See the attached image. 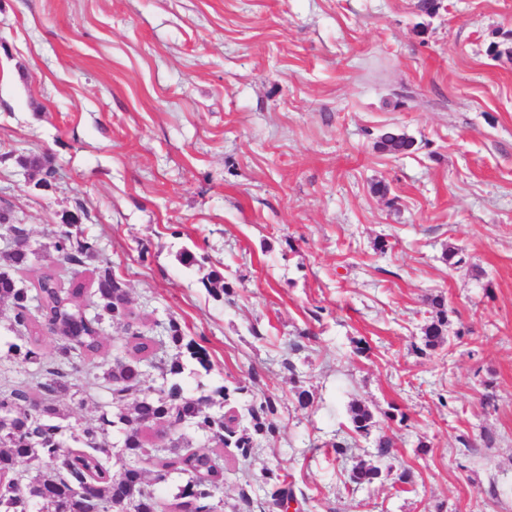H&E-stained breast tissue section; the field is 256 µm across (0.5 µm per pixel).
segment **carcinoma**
Returning a JSON list of instances; mask_svg holds the SVG:
<instances>
[{
  "instance_id": "1",
  "label": "carcinoma",
  "mask_w": 512,
  "mask_h": 512,
  "mask_svg": "<svg viewBox=\"0 0 512 512\" xmlns=\"http://www.w3.org/2000/svg\"><path fill=\"white\" fill-rule=\"evenodd\" d=\"M378 148L389 154H411L416 141L397 129H385L377 140ZM53 251L71 264L81 265L90 257L92 245L73 237L66 224L52 243ZM34 251L18 246L0 261V302H11L13 326L20 333L18 342L9 345V353L26 364L36 366L35 389L40 397L31 396L27 386H15L0 393V512H215L216 496L224 485V471L208 447L180 446L165 448L152 442L151 432L165 427L175 440L184 442L180 429L190 427L223 447H235L241 455L250 454L253 437L224 422V402L243 390L237 386H210L197 383V392L187 394L181 384L185 370L193 374L211 370L207 350L184 335L181 327L169 324L168 342L175 351L169 367L161 372L162 382L145 383L141 363L155 355L153 337L131 333L124 345L125 355L106 360L103 323L130 329L137 319L129 307L124 283L110 268L95 273L92 295L97 312L88 314L83 296L84 283L59 285L55 275L45 272L38 279V314L28 306L27 290L20 287L15 273L27 267ZM430 317L422 329V346L426 353L446 342L448 304L444 296L430 300ZM53 325L58 330L54 356L46 360L41 345L40 327ZM103 369L111 400L125 401L132 394L138 400L128 409L114 408L101 412L93 421L63 424L69 417L57 404L56 396L76 397L81 386L73 377L79 365ZM354 432L367 435L373 426V414L353 403L348 409ZM274 402L270 399L251 410L253 431L257 435L278 430L274 419ZM123 435L119 450L107 442L111 431ZM70 432L72 446L64 450L65 432ZM153 463V477L141 466ZM36 475L27 479L20 464ZM173 474L184 478L174 500L164 498L159 485ZM382 475L380 467L361 463L349 472L348 483L355 490L373 484ZM275 504L281 506L293 498V489L280 487V475L272 469L262 473Z\"/></svg>"
}]
</instances>
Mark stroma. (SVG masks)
<instances>
[{
  "mask_svg": "<svg viewBox=\"0 0 512 512\" xmlns=\"http://www.w3.org/2000/svg\"><path fill=\"white\" fill-rule=\"evenodd\" d=\"M388 127L417 151H379ZM42 156L45 189L23 164ZM0 216L34 251L22 287L110 267L132 329L177 322L209 382L245 385L237 427L274 400L249 458L216 450L221 512H279L265 468L304 512H512V0H0ZM67 222L83 265L48 248ZM438 294L448 341L421 356ZM11 317L0 303L1 391L35 384L6 356ZM76 377L83 405L61 406L95 418L107 384ZM379 434L411 483L346 492ZM250 415L253 420V431L256 435L274 434L278 430L274 419V402L271 399L261 403L258 409L251 410ZM348 413L353 431L360 435H368L374 424L371 411L361 404L352 403Z\"/></svg>",
  "mask_w": 512,
  "mask_h": 512,
  "instance_id": "1",
  "label": "stroma"
}]
</instances>
